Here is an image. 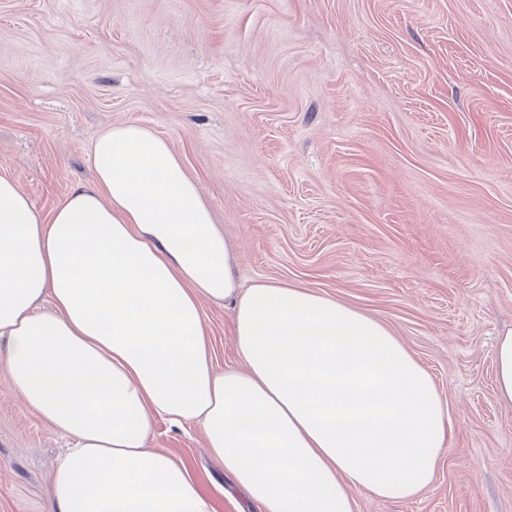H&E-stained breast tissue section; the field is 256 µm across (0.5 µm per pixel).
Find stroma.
Segmentation results:
<instances>
[{
	"label": "stroma",
	"mask_w": 512,
	"mask_h": 512,
	"mask_svg": "<svg viewBox=\"0 0 512 512\" xmlns=\"http://www.w3.org/2000/svg\"><path fill=\"white\" fill-rule=\"evenodd\" d=\"M135 122L184 162L242 286L285 281L373 316L447 400L416 496L355 512H512V0H0V174L42 213ZM216 369L233 311L206 305ZM215 512H248L200 426L158 421ZM62 435L0 370V512H46ZM495 387L498 398L512 404V329L503 332L497 341Z\"/></svg>",
	"instance_id": "1"
}]
</instances>
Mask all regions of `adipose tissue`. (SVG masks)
Masks as SVG:
<instances>
[{"instance_id":"1","label":"adipose tissue","mask_w":512,"mask_h":512,"mask_svg":"<svg viewBox=\"0 0 512 512\" xmlns=\"http://www.w3.org/2000/svg\"><path fill=\"white\" fill-rule=\"evenodd\" d=\"M91 158L94 180L47 215L0 175V369L73 442L48 512H214L183 462L149 448L159 417L201 425L254 512H354L352 490L398 501L433 477L448 403L384 324L284 282L240 287L148 127L109 128ZM207 302L235 308L240 363L221 372Z\"/></svg>"}]
</instances>
